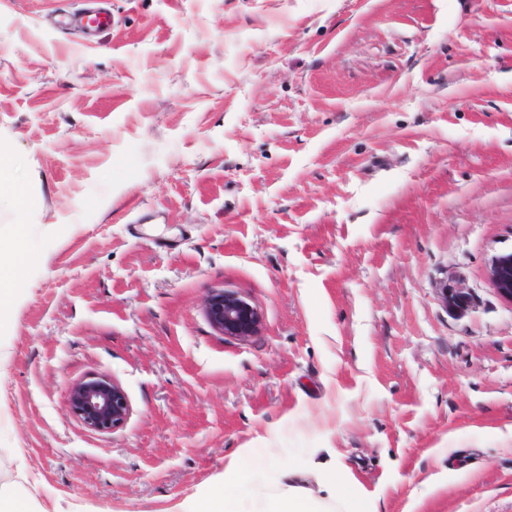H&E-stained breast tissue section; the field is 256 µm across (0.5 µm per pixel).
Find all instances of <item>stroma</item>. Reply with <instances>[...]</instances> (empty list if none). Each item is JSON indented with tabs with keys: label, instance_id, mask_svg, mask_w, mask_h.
Listing matches in <instances>:
<instances>
[{
	"label": "stroma",
	"instance_id": "35a3bbf8",
	"mask_svg": "<svg viewBox=\"0 0 512 512\" xmlns=\"http://www.w3.org/2000/svg\"><path fill=\"white\" fill-rule=\"evenodd\" d=\"M0 0V153L25 258L0 448L50 512H161L230 459L340 456L381 512H512V0ZM463 288L469 307H447ZM229 292L255 332L210 323ZM123 390L89 429L69 389ZM276 449L268 458L267 449ZM76 23L85 30L87 36H93L112 28V14L106 11H97L78 18ZM491 280L500 297L512 303V253L499 255L491 267ZM71 410L90 429L110 431L124 423L129 412L124 392L107 377H90L70 389Z\"/></svg>",
	"mask_w": 512,
	"mask_h": 512
}]
</instances>
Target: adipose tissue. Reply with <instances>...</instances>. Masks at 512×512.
I'll list each match as a JSON object with an SVG mask.
<instances>
[{"label":"adipose tissue","mask_w":512,"mask_h":512,"mask_svg":"<svg viewBox=\"0 0 512 512\" xmlns=\"http://www.w3.org/2000/svg\"><path fill=\"white\" fill-rule=\"evenodd\" d=\"M349 478L343 462L315 474V489L287 482L281 493L273 495L258 489L251 505H243L234 488L239 482L235 465H227L219 492L194 494L177 504L176 512H360V504L343 495L342 487Z\"/></svg>","instance_id":"obj_1"}]
</instances>
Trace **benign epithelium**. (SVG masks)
Masks as SVG:
<instances>
[{"mask_svg": "<svg viewBox=\"0 0 512 512\" xmlns=\"http://www.w3.org/2000/svg\"><path fill=\"white\" fill-rule=\"evenodd\" d=\"M491 280L500 297L512 303V253L496 258ZM211 322L229 336H248L258 323V315L245 300L220 293L208 303ZM71 410L83 423L96 431H110L124 423L129 412L124 392L107 377H90L70 389Z\"/></svg>", "mask_w": 512, "mask_h": 512, "instance_id": "1", "label": "benign epithelium"}]
</instances>
